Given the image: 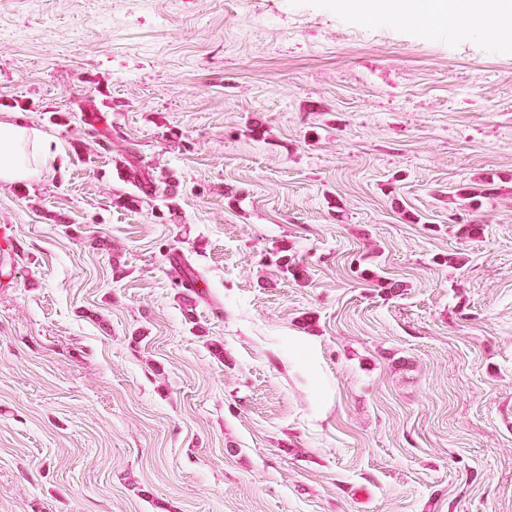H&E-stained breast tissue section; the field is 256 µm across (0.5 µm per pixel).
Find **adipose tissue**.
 <instances>
[{
    "mask_svg": "<svg viewBox=\"0 0 512 512\" xmlns=\"http://www.w3.org/2000/svg\"><path fill=\"white\" fill-rule=\"evenodd\" d=\"M442 7L454 24L470 27L485 12H493L500 32L512 34V0H444ZM48 154L49 145L37 129L0 125V182L14 183L34 176Z\"/></svg>",
    "mask_w": 512,
    "mask_h": 512,
    "instance_id": "1",
    "label": "adipose tissue"
}]
</instances>
